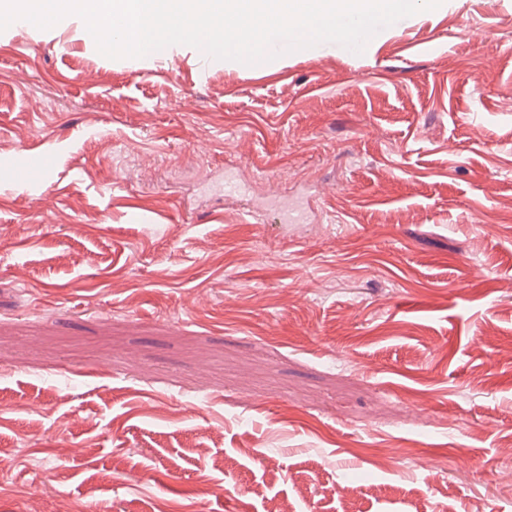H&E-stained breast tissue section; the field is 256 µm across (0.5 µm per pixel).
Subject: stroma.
<instances>
[{"instance_id":"obj_1","label":"stroma","mask_w":512,"mask_h":512,"mask_svg":"<svg viewBox=\"0 0 512 512\" xmlns=\"http://www.w3.org/2000/svg\"><path fill=\"white\" fill-rule=\"evenodd\" d=\"M508 94L512 0L257 65L0 32V512H512Z\"/></svg>"}]
</instances>
